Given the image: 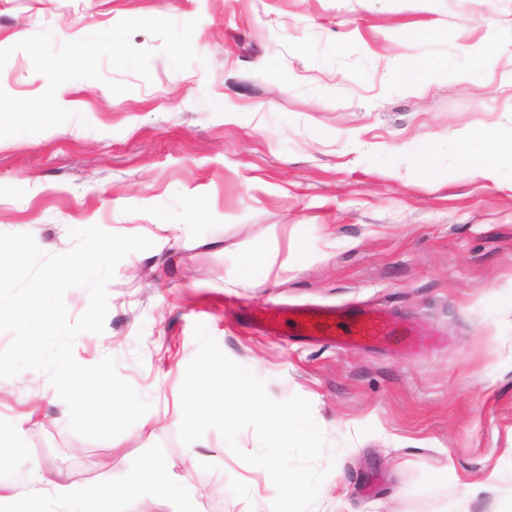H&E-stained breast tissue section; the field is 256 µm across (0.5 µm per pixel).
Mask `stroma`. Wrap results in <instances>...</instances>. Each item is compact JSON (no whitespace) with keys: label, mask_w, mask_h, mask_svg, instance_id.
Wrapping results in <instances>:
<instances>
[{"label":"stroma","mask_w":512,"mask_h":512,"mask_svg":"<svg viewBox=\"0 0 512 512\" xmlns=\"http://www.w3.org/2000/svg\"><path fill=\"white\" fill-rule=\"evenodd\" d=\"M148 17L196 21L203 63L173 70L139 31L150 79L106 66L61 85L82 121L0 140V233L48 254L93 225L153 241L117 265L103 332L73 347L86 367L115 358L151 427L88 439L44 372L0 378V438L26 455L0 483L30 481L32 458L99 487L158 457L183 489L166 506L149 491L159 512H270L269 474L217 431L179 439L201 323L270 397L310 401L328 471L313 512H512V0H0V89L46 90L28 37ZM249 248L277 287L245 281ZM272 302L383 305L448 345L327 347L240 316Z\"/></svg>","instance_id":"obj_1"}]
</instances>
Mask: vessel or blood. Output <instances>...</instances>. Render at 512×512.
<instances>
[{
    "label": "vessel or blood",
    "instance_id": "b4317fda",
    "mask_svg": "<svg viewBox=\"0 0 512 512\" xmlns=\"http://www.w3.org/2000/svg\"><path fill=\"white\" fill-rule=\"evenodd\" d=\"M247 318L255 330L266 336L287 334L336 347L401 344L420 349L436 342L434 335L414 333L392 314L377 309L273 304L248 310Z\"/></svg>",
    "mask_w": 512,
    "mask_h": 512
}]
</instances>
